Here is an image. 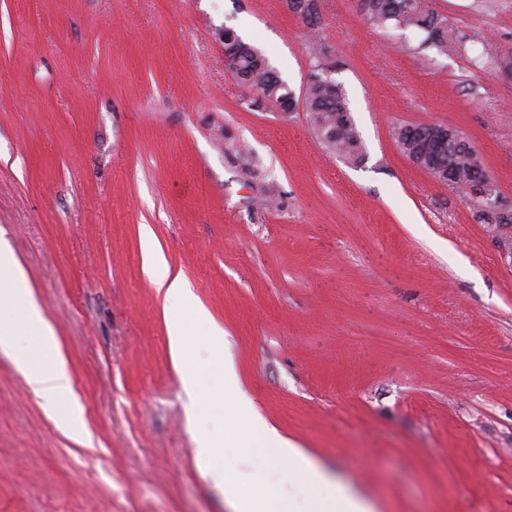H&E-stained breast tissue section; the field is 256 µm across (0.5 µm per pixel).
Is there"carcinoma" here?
<instances>
[{"label":"carcinoma","instance_id":"cac0c4a2","mask_svg":"<svg viewBox=\"0 0 512 512\" xmlns=\"http://www.w3.org/2000/svg\"><path fill=\"white\" fill-rule=\"evenodd\" d=\"M363 18L375 29L394 26L400 30L419 29L426 33L421 48H434L440 53L461 47L448 28L447 18L430 8L428 0H358ZM238 48L228 65L229 70L244 83L252 86L263 97L284 109L291 95L287 84L270 67L268 60L253 44L237 38ZM322 50L313 49L315 70L308 80L304 106L318 141L326 152L352 164L365 159V147L349 107L342 83L322 76L327 66L319 63ZM474 66L482 71L494 67L512 69V57L474 58ZM443 125L402 124L394 127L393 137L403 154L414 160L437 181L466 199L482 224H512V205L498 209H483L479 192L500 195L494 180L486 172L483 158L475 145L462 141L441 143Z\"/></svg>","mask_w":512,"mask_h":512}]
</instances>
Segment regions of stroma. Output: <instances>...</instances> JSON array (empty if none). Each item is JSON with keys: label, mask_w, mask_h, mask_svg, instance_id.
Masks as SVG:
<instances>
[{"label": "stroma", "mask_w": 512, "mask_h": 512, "mask_svg": "<svg viewBox=\"0 0 512 512\" xmlns=\"http://www.w3.org/2000/svg\"><path fill=\"white\" fill-rule=\"evenodd\" d=\"M0 0V241L68 360L75 443L0 350V512H229L196 459L217 412L186 393L141 232L224 328L242 395L377 512H512V227L398 148L394 126L464 132L512 202V0H429L463 37L372 29L320 0ZM303 99L312 45L348 94L361 164L304 106L235 78L223 28ZM277 496L271 456H228Z\"/></svg>", "instance_id": "35a3bbf8"}]
</instances>
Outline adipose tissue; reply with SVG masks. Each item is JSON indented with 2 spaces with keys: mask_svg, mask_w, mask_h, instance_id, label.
Returning a JSON list of instances; mask_svg holds the SVG:
<instances>
[{
  "mask_svg": "<svg viewBox=\"0 0 512 512\" xmlns=\"http://www.w3.org/2000/svg\"><path fill=\"white\" fill-rule=\"evenodd\" d=\"M143 250L150 282L164 302L179 306L167 322L173 352L184 358L182 380L192 393L205 392L210 407L224 413L228 425L217 436L204 435L198 446L204 472L224 481V500L231 512H376L375 506L359 498L329 476L314 459L293 441L258 416H245L244 403L233 402L239 388L233 363L223 353L224 330L209 310L195 302L182 274L173 272L156 251L150 231L142 233ZM0 267L11 275L0 278V349L8 351L29 392L50 406L66 405L61 428L75 441L85 435L84 411L73 400V379L62 355L52 325L44 318L29 289L20 287L25 277L21 265L6 247L0 246ZM204 331L212 348L211 365L200 373L188 358L187 341L196 331ZM267 450L275 463L287 466L288 476L304 485L308 493L304 506L278 497L264 474L244 483L224 480L222 452Z\"/></svg>",
  "mask_w": 512,
  "mask_h": 512,
  "instance_id": "ef3b65f1",
  "label": "adipose tissue"
}]
</instances>
